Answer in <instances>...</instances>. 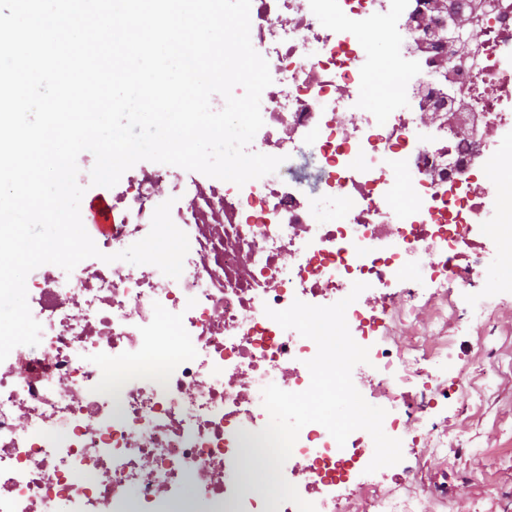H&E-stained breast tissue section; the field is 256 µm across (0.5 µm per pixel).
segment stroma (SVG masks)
<instances>
[{"mask_svg": "<svg viewBox=\"0 0 512 512\" xmlns=\"http://www.w3.org/2000/svg\"><path fill=\"white\" fill-rule=\"evenodd\" d=\"M289 154L300 190L317 195L321 175L311 145L295 143ZM487 297L496 308L488 335L477 337L456 322L447 327L457 339L448 380L453 383L459 374H468L482 387V400L454 402L442 409L447 448L440 455H425L412 487L398 489L402 495H420L430 512H512V293L492 295L476 288L455 301L465 309L471 300ZM441 484L447 486L448 496L434 498L432 490Z\"/></svg>", "mask_w": 512, "mask_h": 512, "instance_id": "obj_1", "label": "stroma"}]
</instances>
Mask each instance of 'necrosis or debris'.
Segmentation results:
<instances>
[{"instance_id": "4bbe7bcc", "label": "necrosis or debris", "mask_w": 512, "mask_h": 512, "mask_svg": "<svg viewBox=\"0 0 512 512\" xmlns=\"http://www.w3.org/2000/svg\"><path fill=\"white\" fill-rule=\"evenodd\" d=\"M453 6L471 31L461 52L441 42ZM250 22L273 79L256 139L276 156L311 136L323 194L343 216L302 195L285 166L241 187L159 163L127 170L112 188V231L95 240L100 258L27 277L42 333L0 362V512H195L198 500L298 512L257 501L241 477L261 455L263 388L306 390L317 352L266 311L330 305L356 282L367 288L346 320L370 376L353 383L386 410L388 436L441 450L448 434L429 410L478 394L465 375L448 390L453 341L429 330L454 319V293L487 281L496 257L482 236L512 241V170L488 165L496 139L512 140V0H251ZM375 26L404 39L382 112L361 95L378 69L362 39ZM427 110L455 118L428 127ZM169 199L189 239L179 278L104 262L144 238ZM416 272L437 286L428 301L409 285ZM404 303L417 323L399 349L379 312ZM372 446L366 431L340 446L312 423L283 475L316 512H419L418 497L366 474Z\"/></svg>"}]
</instances>
